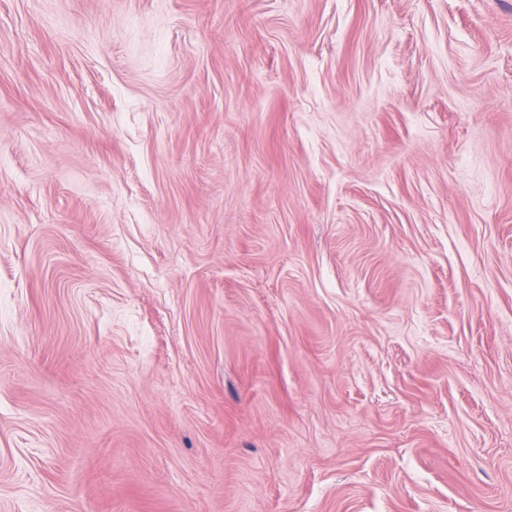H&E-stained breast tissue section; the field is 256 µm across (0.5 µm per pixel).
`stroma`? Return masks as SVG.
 Segmentation results:
<instances>
[{"label":"stroma","instance_id":"35a3bbf8","mask_svg":"<svg viewBox=\"0 0 512 512\" xmlns=\"http://www.w3.org/2000/svg\"><path fill=\"white\" fill-rule=\"evenodd\" d=\"M0 512H512V0H0Z\"/></svg>","mask_w":512,"mask_h":512}]
</instances>
